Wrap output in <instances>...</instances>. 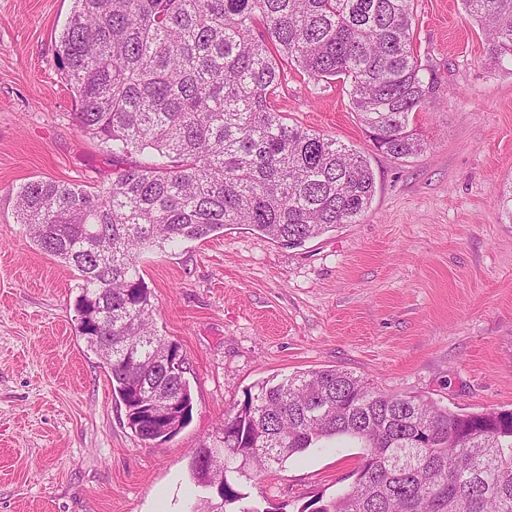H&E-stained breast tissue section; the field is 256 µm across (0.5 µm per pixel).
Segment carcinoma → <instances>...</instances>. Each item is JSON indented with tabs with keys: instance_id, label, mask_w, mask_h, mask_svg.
<instances>
[{
	"instance_id": "carcinoma-1",
	"label": "carcinoma",
	"mask_w": 512,
	"mask_h": 512,
	"mask_svg": "<svg viewBox=\"0 0 512 512\" xmlns=\"http://www.w3.org/2000/svg\"><path fill=\"white\" fill-rule=\"evenodd\" d=\"M487 56L512 64V0H463ZM414 0H74L56 45L78 103V129L115 160L102 190L32 179L17 222L43 252L78 272L76 330L131 400L185 377L157 364L178 347L155 333L138 256L204 240L228 224L296 248L355 224L376 192L359 152L276 111L283 62L311 82L341 83L374 147L396 159L426 149L413 114L440 84L413 47ZM142 440L161 432L130 414ZM342 436L367 448L353 490L316 512H512V411L460 413L389 393L351 373L309 370L262 382L224 415L210 451L224 458V503L245 499L234 476L261 474Z\"/></svg>"
}]
</instances>
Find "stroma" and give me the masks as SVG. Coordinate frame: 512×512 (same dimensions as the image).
<instances>
[{"label": "stroma", "mask_w": 512, "mask_h": 512, "mask_svg": "<svg viewBox=\"0 0 512 512\" xmlns=\"http://www.w3.org/2000/svg\"><path fill=\"white\" fill-rule=\"evenodd\" d=\"M72 0H0V512H192L190 460L268 379L336 368L461 413L512 409V71L461 0H414V48L443 107L415 114L424 152H378L340 83L289 68L277 111L362 152L376 181L358 223L285 248L246 224L140 258L155 330L185 359L192 417L151 445L132 431L75 329V271L14 214L19 186L88 188L112 155L80 133L56 44ZM365 450L341 438L238 483L265 512L352 490Z\"/></svg>", "instance_id": "stroma-1"}]
</instances>
